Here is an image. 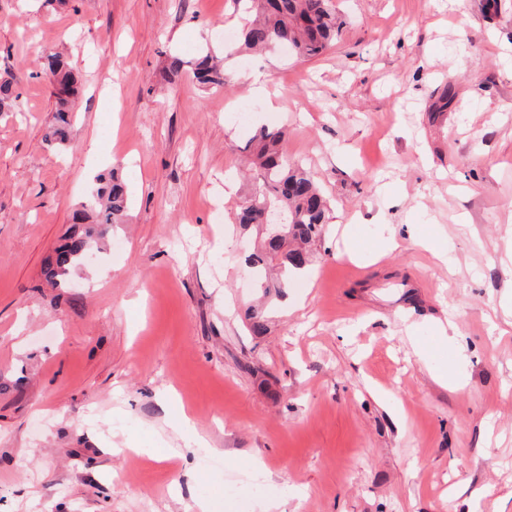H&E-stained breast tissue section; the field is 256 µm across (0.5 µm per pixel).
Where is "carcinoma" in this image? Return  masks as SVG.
Here are the masks:
<instances>
[{
    "instance_id": "obj_1",
    "label": "carcinoma",
    "mask_w": 512,
    "mask_h": 512,
    "mask_svg": "<svg viewBox=\"0 0 512 512\" xmlns=\"http://www.w3.org/2000/svg\"><path fill=\"white\" fill-rule=\"evenodd\" d=\"M251 17L242 31V47L266 50L278 45L290 46L297 57L320 55L336 42L342 22L336 16L332 0H247ZM170 72H187L203 88L226 85L221 64L208 48L192 60L172 58ZM43 70L53 79L56 108L52 123L44 134L49 146H62L69 140L73 123L70 103L78 95V80L65 58L55 52L44 57ZM19 93L10 71L0 74V112L18 108ZM285 132L261 130L246 141L256 170L255 182L236 221L255 233L258 246L248 256L255 287L265 298H279L288 286V272L307 265L305 246L322 237L326 225L327 201L320 193L312 172L285 159L281 150ZM126 187L113 169L96 177L90 199L73 213V226L65 242L43 269L45 279L59 288L71 287L72 271L85 262L87 254L99 247L114 224L124 223ZM282 212L288 217L284 234L274 237L264 229L265 215ZM247 329L253 336H263L267 324L262 309L250 307Z\"/></svg>"
}]
</instances>
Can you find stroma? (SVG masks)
Returning <instances> with one entry per match:
<instances>
[{
	"instance_id": "obj_1",
	"label": "stroma",
	"mask_w": 512,
	"mask_h": 512,
	"mask_svg": "<svg viewBox=\"0 0 512 512\" xmlns=\"http://www.w3.org/2000/svg\"><path fill=\"white\" fill-rule=\"evenodd\" d=\"M334 2L339 40L303 60L240 49L235 0H0V512H512V0ZM204 47L224 89L168 69ZM55 51L82 88L61 149ZM263 127L330 212L257 338L233 217ZM113 168L124 223L52 286ZM18 99L14 75L8 70L4 71L0 74V112L16 111Z\"/></svg>"
}]
</instances>
